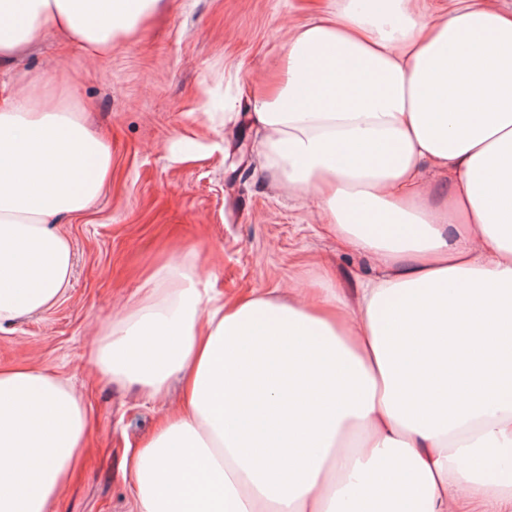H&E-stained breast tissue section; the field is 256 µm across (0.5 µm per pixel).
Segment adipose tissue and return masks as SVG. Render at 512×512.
<instances>
[{"label": "adipose tissue", "instance_id": "1", "mask_svg": "<svg viewBox=\"0 0 512 512\" xmlns=\"http://www.w3.org/2000/svg\"><path fill=\"white\" fill-rule=\"evenodd\" d=\"M165 0H0V67L52 30L102 57ZM65 72L0 85V325L67 292L57 223L112 177ZM279 188L375 260L347 289L228 298L173 257L93 343L179 404L127 462L138 512H479L512 488V0H340L288 27L243 115ZM438 182L425 180V172ZM82 398L0 370V512H51Z\"/></svg>", "mask_w": 512, "mask_h": 512}]
</instances>
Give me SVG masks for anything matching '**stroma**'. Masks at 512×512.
I'll list each match as a JSON object with an SVG mask.
<instances>
[{"instance_id": "stroma-1", "label": "stroma", "mask_w": 512, "mask_h": 512, "mask_svg": "<svg viewBox=\"0 0 512 512\" xmlns=\"http://www.w3.org/2000/svg\"><path fill=\"white\" fill-rule=\"evenodd\" d=\"M336 0H169L127 47L88 59L49 35L19 61L17 73L69 71L88 120L111 137L112 180L93 207L63 219L73 248L72 283L55 306L0 327V366L27 363L67 380L84 398L88 445L52 512H136L122 468L128 447L179 400L161 401L98 378L90 350L145 276L173 251H194L215 286L233 296L286 293L322 268L345 287L374 273L371 256L336 242L307 200L276 189L255 130L208 121L276 65L289 23ZM193 132L200 159L182 162L172 146Z\"/></svg>"}]
</instances>
